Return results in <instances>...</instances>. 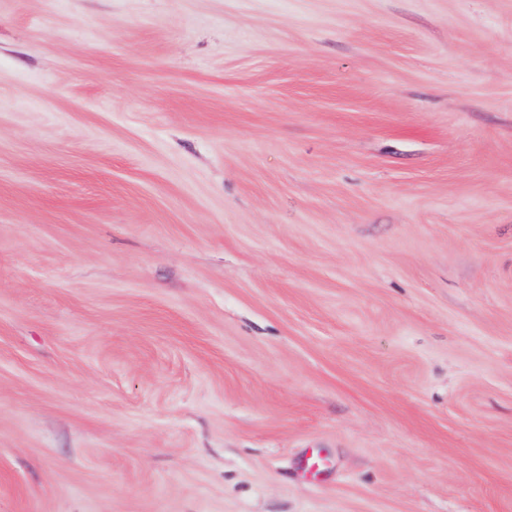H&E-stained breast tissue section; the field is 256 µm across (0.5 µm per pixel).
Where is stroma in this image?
I'll return each instance as SVG.
<instances>
[{"label": "stroma", "mask_w": 512, "mask_h": 512, "mask_svg": "<svg viewBox=\"0 0 512 512\" xmlns=\"http://www.w3.org/2000/svg\"><path fill=\"white\" fill-rule=\"evenodd\" d=\"M0 512H512V0H0Z\"/></svg>", "instance_id": "obj_1"}]
</instances>
